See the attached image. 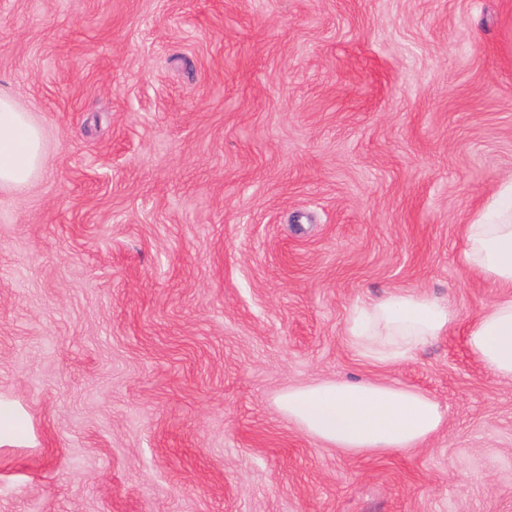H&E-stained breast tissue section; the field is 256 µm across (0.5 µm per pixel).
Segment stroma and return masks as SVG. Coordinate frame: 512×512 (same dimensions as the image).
<instances>
[{
  "instance_id": "stroma-1",
  "label": "stroma",
  "mask_w": 512,
  "mask_h": 512,
  "mask_svg": "<svg viewBox=\"0 0 512 512\" xmlns=\"http://www.w3.org/2000/svg\"><path fill=\"white\" fill-rule=\"evenodd\" d=\"M47 163L0 190V512H512V380L461 262L512 179V0H0ZM448 301L380 365L355 305ZM369 380L445 412L354 455L275 405ZM467 344L495 376L512 380V295L483 310L468 326ZM18 422L21 420L12 412L4 410L0 406V446L14 444L22 429L18 428ZM22 423V422H21Z\"/></svg>"
}]
</instances>
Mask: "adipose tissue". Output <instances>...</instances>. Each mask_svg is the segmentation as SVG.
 <instances>
[{"mask_svg": "<svg viewBox=\"0 0 512 512\" xmlns=\"http://www.w3.org/2000/svg\"><path fill=\"white\" fill-rule=\"evenodd\" d=\"M44 164L40 129L11 97L0 95V189L28 185ZM465 236L464 265L508 291L468 326L467 344L490 372L512 380V179L500 184ZM455 323L445 301L397 292L356 305L347 333L365 356L389 364L450 332ZM276 405L307 435L354 454L418 447L445 419L426 394L362 380L294 387L280 393Z\"/></svg>", "mask_w": 512, "mask_h": 512, "instance_id": "adipose-tissue-1", "label": "adipose tissue"}]
</instances>
